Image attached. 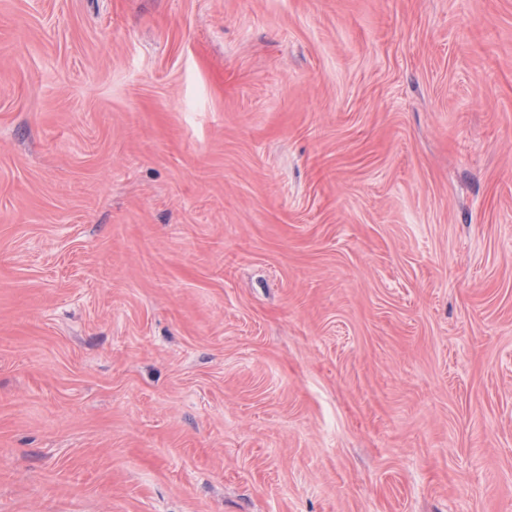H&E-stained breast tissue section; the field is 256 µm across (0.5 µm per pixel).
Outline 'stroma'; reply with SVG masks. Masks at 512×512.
Returning <instances> with one entry per match:
<instances>
[{"label": "stroma", "instance_id": "1", "mask_svg": "<svg viewBox=\"0 0 512 512\" xmlns=\"http://www.w3.org/2000/svg\"><path fill=\"white\" fill-rule=\"evenodd\" d=\"M0 512H512V0H0Z\"/></svg>", "mask_w": 512, "mask_h": 512}]
</instances>
